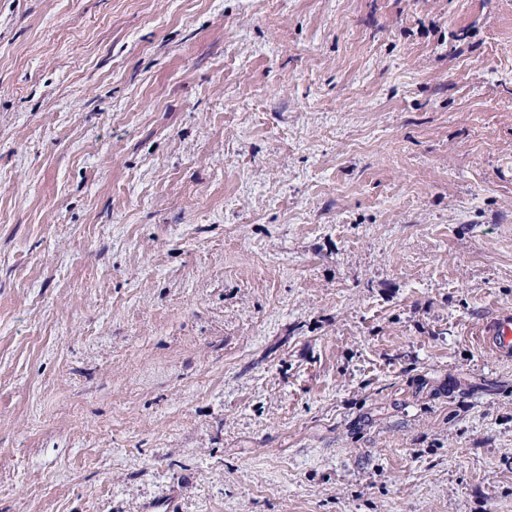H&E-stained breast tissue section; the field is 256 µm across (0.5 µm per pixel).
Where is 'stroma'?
<instances>
[{
	"label": "stroma",
	"mask_w": 512,
	"mask_h": 512,
	"mask_svg": "<svg viewBox=\"0 0 512 512\" xmlns=\"http://www.w3.org/2000/svg\"><path fill=\"white\" fill-rule=\"evenodd\" d=\"M512 0H0V512H512ZM483 347L496 355L512 356V311L497 314L476 331Z\"/></svg>",
	"instance_id": "stroma-1"
}]
</instances>
